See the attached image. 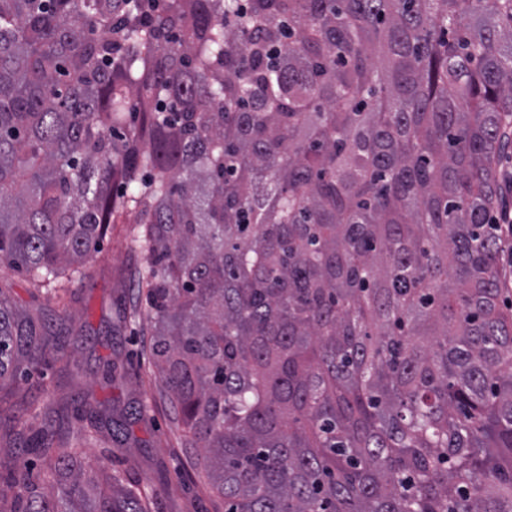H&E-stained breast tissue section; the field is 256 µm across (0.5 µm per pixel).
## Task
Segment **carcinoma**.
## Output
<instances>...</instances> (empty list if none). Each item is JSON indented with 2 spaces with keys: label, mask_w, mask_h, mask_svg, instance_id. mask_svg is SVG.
<instances>
[{
  "label": "carcinoma",
  "mask_w": 512,
  "mask_h": 512,
  "mask_svg": "<svg viewBox=\"0 0 512 512\" xmlns=\"http://www.w3.org/2000/svg\"><path fill=\"white\" fill-rule=\"evenodd\" d=\"M0 0V267L133 240L228 512H512V0ZM0 294V381L41 352ZM56 453L12 512H149ZM512 165L511 156L500 157L497 161V169L501 170L504 167H510ZM501 182L503 185V193L505 195L501 208L495 220L493 230L497 235L498 239L505 241L509 244V263L505 268L504 278L505 283L510 286L512 290V166L510 169H502L501 171ZM509 268V270H508Z\"/></svg>",
  "instance_id": "carcinoma-1"
}]
</instances>
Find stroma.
I'll use <instances>...</instances> for the list:
<instances>
[{"label": "stroma", "instance_id": "obj_1", "mask_svg": "<svg viewBox=\"0 0 512 512\" xmlns=\"http://www.w3.org/2000/svg\"><path fill=\"white\" fill-rule=\"evenodd\" d=\"M136 224L112 227L82 276L57 292L32 287L24 275L0 269V292L20 311L40 313L45 355L18 359L22 375L0 385V507L12 512L16 487L7 474L30 465L52 487L53 463L24 453L26 440L49 429L84 473L113 478L142 494L151 512H226L197 449L184 447L183 429L153 364L152 338L142 322L140 263L131 240ZM64 346L63 358L53 350ZM99 419L130 418L122 442L96 431L80 402Z\"/></svg>", "mask_w": 512, "mask_h": 512}]
</instances>
